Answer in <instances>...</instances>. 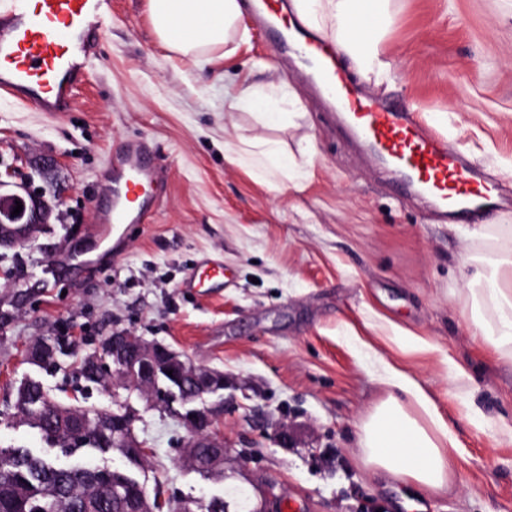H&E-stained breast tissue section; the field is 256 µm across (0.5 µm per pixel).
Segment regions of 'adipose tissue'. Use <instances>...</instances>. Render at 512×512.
Here are the masks:
<instances>
[{
	"label": "adipose tissue",
	"instance_id": "obj_1",
	"mask_svg": "<svg viewBox=\"0 0 512 512\" xmlns=\"http://www.w3.org/2000/svg\"><path fill=\"white\" fill-rule=\"evenodd\" d=\"M388 2L294 0V8L296 18L329 40L337 55L349 59L359 74L381 77L387 69L375 40L386 23ZM149 7L158 38L183 56L227 45L241 15L239 0H149ZM366 13L374 23L364 29L360 18ZM298 104L296 97L285 100L251 85L229 95L230 108L249 112L269 128L284 127L286 107ZM234 154L281 189L305 178L316 150L309 147L297 156L278 142L261 140L235 149ZM469 328L501 356L512 359V255L501 259L482 288L476 289ZM370 364L390 392L362 423L365 463L421 491L444 489L452 476L449 450L457 445L447 422L414 377L379 357Z\"/></svg>",
	"mask_w": 512,
	"mask_h": 512
}]
</instances>
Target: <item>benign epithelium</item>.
Masks as SVG:
<instances>
[{"instance_id": "7a95c632", "label": "benign epithelium", "mask_w": 512, "mask_h": 512, "mask_svg": "<svg viewBox=\"0 0 512 512\" xmlns=\"http://www.w3.org/2000/svg\"><path fill=\"white\" fill-rule=\"evenodd\" d=\"M14 187V192H0V249H14L25 244L30 239L31 230L49 223L52 216V207L43 195L23 183H16ZM18 201L22 203L23 210L15 215L13 210ZM159 366L188 375L195 381L198 394L189 396L169 389L166 392L167 402L180 405V417L192 432V441L204 444L213 449L217 457L224 458V436L215 428L218 410L224 407L223 373L198 367L174 349L149 343L140 336L124 331L115 333L112 338V358L96 361L98 372L105 374L107 369H112V374L122 382L130 381L139 388L151 406L156 403L153 389L159 379ZM205 394L216 396L217 402L210 407L196 406L198 398ZM112 437L121 448H141L143 453H148V449L140 443L133 417L127 411L112 412Z\"/></svg>"}]
</instances>
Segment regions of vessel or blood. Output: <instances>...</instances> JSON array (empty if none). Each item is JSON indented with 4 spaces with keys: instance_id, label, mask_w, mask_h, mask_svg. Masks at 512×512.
<instances>
[{
    "instance_id": "1",
    "label": "vessel or blood",
    "mask_w": 512,
    "mask_h": 512,
    "mask_svg": "<svg viewBox=\"0 0 512 512\" xmlns=\"http://www.w3.org/2000/svg\"><path fill=\"white\" fill-rule=\"evenodd\" d=\"M112 0H0V93L39 112L70 111L88 78ZM297 46L325 91L341 102L364 143L441 214L474 221L492 206L500 185L479 176L458 152L415 122L411 113L362 95L348 82L336 55L309 27H280L276 53ZM116 178L96 201L99 223L121 234L128 224L148 223L158 211L164 170L148 143L129 139L110 154Z\"/></svg>"
}]
</instances>
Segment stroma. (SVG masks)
Instances as JSON below:
<instances>
[{"label":"stroma","mask_w":512,"mask_h":512,"mask_svg":"<svg viewBox=\"0 0 512 512\" xmlns=\"http://www.w3.org/2000/svg\"><path fill=\"white\" fill-rule=\"evenodd\" d=\"M389 14L377 44L387 79H365L346 59L341 68L423 125L447 115L436 134L503 182L480 224L440 220L422 196L401 195L249 12L233 54L186 57L157 37L148 0H112L71 111L48 116L0 93V174L54 208L30 243L0 255V447L44 445L19 422L23 381L73 403L80 357L126 330L227 379L223 481L184 465L191 432L164 407L113 380L87 393V404L133 413L151 450L140 479L173 512L228 484L269 512L289 501L297 512H512V361L472 336L464 283L512 252V0H390ZM274 71L305 113L291 128H265L224 98L243 82L266 87ZM136 138L167 178L154 222L129 225L116 260L95 200L112 145ZM255 138L293 152L310 143L320 156L301 185L278 191L224 153ZM33 157L52 160L49 173L31 169ZM208 259L223 264V287L183 291ZM64 335L76 339L72 356L25 360L29 345ZM367 352L414 376L447 422L458 444L448 488L414 491L364 466L359 427L387 394ZM474 406L485 424L470 418ZM284 426L288 446L275 436Z\"/></svg>","instance_id":"stroma-1"}]
</instances>
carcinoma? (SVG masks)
Segmentation results:
<instances>
[{"instance_id":"carcinoma-1","label":"carcinoma","mask_w":512,"mask_h":512,"mask_svg":"<svg viewBox=\"0 0 512 512\" xmlns=\"http://www.w3.org/2000/svg\"><path fill=\"white\" fill-rule=\"evenodd\" d=\"M88 355L79 362L80 377L89 384H99L94 361ZM50 395L38 380H28L25 395H17L22 421L38 429L60 457L75 458L63 464L59 457L36 454L28 448H0V512H133V504L146 488L132 470L144 469L145 460L122 448L127 469L101 473L86 461L94 454L112 450V412L93 407H76L54 402L55 414L46 408ZM89 424L91 432L79 445L71 443L69 428L77 422ZM186 465L200 475L210 474L211 449L192 447Z\"/></svg>"}]
</instances>
